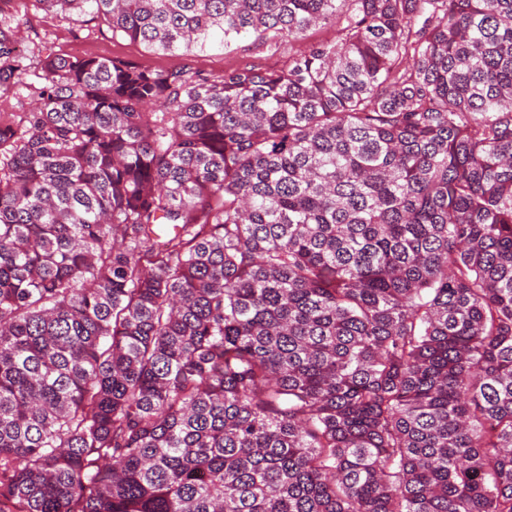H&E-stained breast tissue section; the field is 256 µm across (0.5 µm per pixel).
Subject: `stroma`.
I'll return each instance as SVG.
<instances>
[{
    "label": "stroma",
    "mask_w": 512,
    "mask_h": 512,
    "mask_svg": "<svg viewBox=\"0 0 512 512\" xmlns=\"http://www.w3.org/2000/svg\"><path fill=\"white\" fill-rule=\"evenodd\" d=\"M0 13L19 19L21 41L31 50L45 44L62 55L131 60L156 69H175L186 65L210 78L222 75L229 68H277L299 49L295 43H274L246 37L231 47L216 45L189 56L153 54L138 42L113 37L111 30L91 20L90 16L49 12L40 8L36 0H0Z\"/></svg>",
    "instance_id": "stroma-1"
}]
</instances>
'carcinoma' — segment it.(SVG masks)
<instances>
[{"mask_svg":"<svg viewBox=\"0 0 512 512\" xmlns=\"http://www.w3.org/2000/svg\"><path fill=\"white\" fill-rule=\"evenodd\" d=\"M207 78L0 98V512H512V0H36ZM0 15V91L22 82Z\"/></svg>","mask_w":512,"mask_h":512,"instance_id":"cac0c4a2","label":"carcinoma"}]
</instances>
